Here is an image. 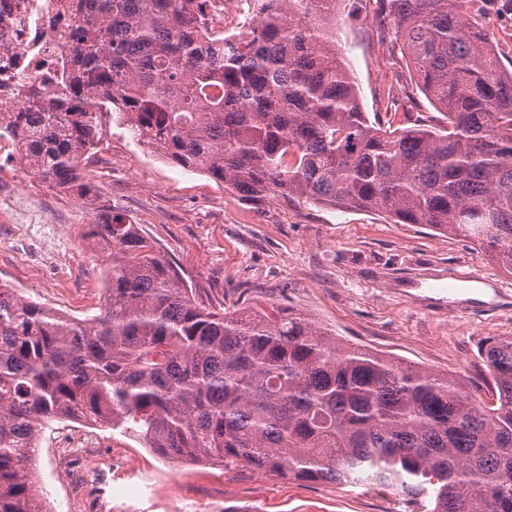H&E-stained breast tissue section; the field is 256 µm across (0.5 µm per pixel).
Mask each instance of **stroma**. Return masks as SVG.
Here are the masks:
<instances>
[{"instance_id":"stroma-1","label":"stroma","mask_w":512,"mask_h":512,"mask_svg":"<svg viewBox=\"0 0 512 512\" xmlns=\"http://www.w3.org/2000/svg\"><path fill=\"white\" fill-rule=\"evenodd\" d=\"M331 25L367 113L387 94L413 95V112L441 114L418 92L385 19L383 0H339ZM84 176L112 207L182 270L213 306L276 303L303 313L346 340L463 378L484 395L479 351L512 336V306L491 307L477 285L447 291L449 270L479 273L512 286V276L478 246L422 224H394L364 211L305 200L253 205L207 175L184 170L133 140L115 114ZM67 221L48 232L69 249L45 265L0 223V283L34 301L83 318L103 303L104 258L86 250V209L77 192L45 183ZM73 428L51 423L42 436L33 481L50 512H402L397 491L331 483H298L245 467L168 460L109 428L95 430L102 454L122 463L119 492L97 499L55 452ZM179 495L170 498L169 484Z\"/></svg>"}]
</instances>
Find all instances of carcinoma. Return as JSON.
Listing matches in <instances>:
<instances>
[{
	"label": "carcinoma",
	"instance_id": "carcinoma-1",
	"mask_svg": "<svg viewBox=\"0 0 512 512\" xmlns=\"http://www.w3.org/2000/svg\"><path fill=\"white\" fill-rule=\"evenodd\" d=\"M208 0H75L59 93L15 113L35 175L91 191L110 103L136 140L244 201L301 198L423 224L512 273V70L471 0H387L441 126L385 106L369 121L336 36L337 0H255L245 31L203 38ZM104 304L83 319L0 284V512H43L38 436L63 418L116 428L170 460L395 489L405 512H512V336L458 378L344 342L302 314L216 310L112 208Z\"/></svg>",
	"mask_w": 512,
	"mask_h": 512
}]
</instances>
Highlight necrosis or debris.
<instances>
[{
  "instance_id": "obj_1",
  "label": "necrosis or debris",
  "mask_w": 512,
  "mask_h": 512,
  "mask_svg": "<svg viewBox=\"0 0 512 512\" xmlns=\"http://www.w3.org/2000/svg\"><path fill=\"white\" fill-rule=\"evenodd\" d=\"M72 0H0V211L10 223L49 216L31 169L19 158L12 113L54 98L47 79L54 58L71 42Z\"/></svg>"
}]
</instances>
